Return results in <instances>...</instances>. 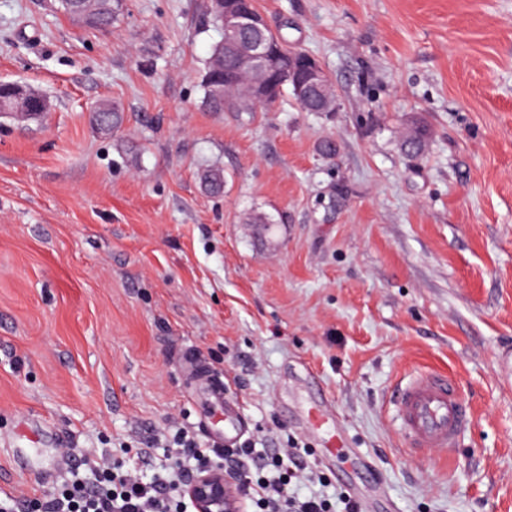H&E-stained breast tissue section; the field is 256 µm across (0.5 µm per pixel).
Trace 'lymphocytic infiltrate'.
<instances>
[{
	"instance_id": "obj_1",
	"label": "lymphocytic infiltrate",
	"mask_w": 512,
	"mask_h": 512,
	"mask_svg": "<svg viewBox=\"0 0 512 512\" xmlns=\"http://www.w3.org/2000/svg\"><path fill=\"white\" fill-rule=\"evenodd\" d=\"M159 452L178 468L214 462L212 449L202 447L188 429H177L169 437L147 436L121 462L89 461L93 482L61 484L55 494L39 501L36 512H187L182 479L147 473ZM223 456L226 469L244 479L248 512H362L352 495L333 499L324 494L325 480L304 459L301 448H273L262 436L225 449Z\"/></svg>"
}]
</instances>
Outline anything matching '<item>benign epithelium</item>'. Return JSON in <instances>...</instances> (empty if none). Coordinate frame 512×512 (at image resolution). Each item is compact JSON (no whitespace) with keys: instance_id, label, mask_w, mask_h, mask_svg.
<instances>
[{"instance_id":"7a95c632","label":"benign epithelium","mask_w":512,"mask_h":512,"mask_svg":"<svg viewBox=\"0 0 512 512\" xmlns=\"http://www.w3.org/2000/svg\"><path fill=\"white\" fill-rule=\"evenodd\" d=\"M218 20L224 31V44L233 49L238 58L242 77L239 93L250 102L260 105L278 94V81L269 72L302 74L297 83L299 99L307 104L315 98L321 111L337 110L335 86L326 71L304 54H280L267 49L263 34L268 30L264 15L246 8L241 0H214ZM16 109L26 110L32 90L20 84L11 87ZM194 512H244L245 501L241 477L221 467L201 469L184 487Z\"/></svg>"}]
</instances>
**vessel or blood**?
<instances>
[{
  "label": "vessel or blood",
  "mask_w": 512,
  "mask_h": 512,
  "mask_svg": "<svg viewBox=\"0 0 512 512\" xmlns=\"http://www.w3.org/2000/svg\"><path fill=\"white\" fill-rule=\"evenodd\" d=\"M209 401L224 410V425L214 431L217 442L235 439L242 429L238 412L225 407L221 388L210 391ZM393 404L407 443L420 456L432 449L455 452L473 421L455 380L441 372L420 373L399 384Z\"/></svg>",
  "instance_id": "obj_1"
}]
</instances>
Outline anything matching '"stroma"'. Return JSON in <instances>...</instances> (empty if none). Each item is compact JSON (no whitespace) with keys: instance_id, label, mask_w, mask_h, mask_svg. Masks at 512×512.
<instances>
[{"instance_id":"stroma-1","label":"stroma","mask_w":512,"mask_h":512,"mask_svg":"<svg viewBox=\"0 0 512 512\" xmlns=\"http://www.w3.org/2000/svg\"><path fill=\"white\" fill-rule=\"evenodd\" d=\"M206 3L120 0L89 29L0 0V81L50 104L0 118V498L92 480L84 457L154 431L210 443L203 366L243 438L304 446L365 512H512V0H255L332 78L334 112L202 111ZM425 371L473 407L450 455H415L390 402ZM317 404L367 466L324 454ZM23 426L41 442L18 466ZM93 122L105 133L117 132L124 121L122 112L111 103L103 102L91 113Z\"/></svg>"}]
</instances>
